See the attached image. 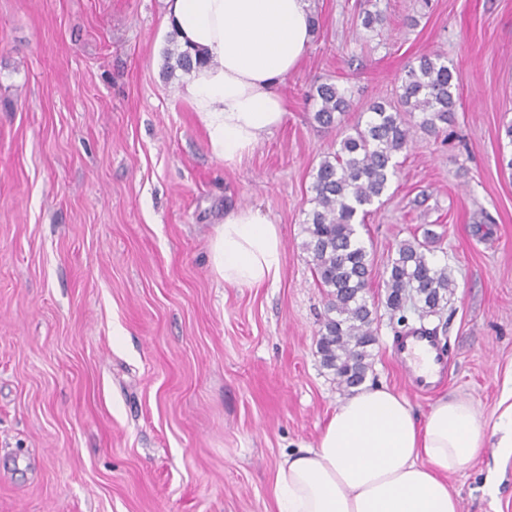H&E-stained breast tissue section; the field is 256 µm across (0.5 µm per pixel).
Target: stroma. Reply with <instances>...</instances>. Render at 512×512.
Segmentation results:
<instances>
[{"label": "stroma", "instance_id": "stroma-1", "mask_svg": "<svg viewBox=\"0 0 512 512\" xmlns=\"http://www.w3.org/2000/svg\"><path fill=\"white\" fill-rule=\"evenodd\" d=\"M165 0H0V512H276L283 455L315 446L346 395L317 349L326 311L303 243L312 173L338 131L395 99L409 66L457 73L447 131L416 129L360 228L378 343L366 382L417 419L471 400L485 440L449 475L460 512H512L495 423L512 388V0H311V45L278 87L283 123L224 165L164 72ZM381 11L372 29L364 12ZM255 207L282 238L278 281L224 284L209 255L225 213ZM432 231L455 291L426 326L438 391L406 384L384 266Z\"/></svg>", "mask_w": 512, "mask_h": 512}]
</instances>
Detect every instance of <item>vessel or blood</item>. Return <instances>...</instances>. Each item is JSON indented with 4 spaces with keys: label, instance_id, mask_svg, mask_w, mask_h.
I'll return each instance as SVG.
<instances>
[{
    "label": "vessel or blood",
    "instance_id": "b4317fda",
    "mask_svg": "<svg viewBox=\"0 0 512 512\" xmlns=\"http://www.w3.org/2000/svg\"><path fill=\"white\" fill-rule=\"evenodd\" d=\"M396 357L406 382L416 392L433 390L445 377L444 350L432 333L411 331L402 335Z\"/></svg>",
    "mask_w": 512,
    "mask_h": 512
}]
</instances>
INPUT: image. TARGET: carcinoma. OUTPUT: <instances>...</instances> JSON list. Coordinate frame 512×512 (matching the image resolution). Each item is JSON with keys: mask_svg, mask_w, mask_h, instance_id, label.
<instances>
[{"mask_svg": "<svg viewBox=\"0 0 512 512\" xmlns=\"http://www.w3.org/2000/svg\"><path fill=\"white\" fill-rule=\"evenodd\" d=\"M192 64L190 52L170 38L166 69L188 71ZM456 89L455 68L448 60L425 54L401 80L397 103L377 102L347 128V90L328 83L316 88L313 119L341 130V139L312 174L313 208L305 221L303 246L317 280L326 288L318 352L323 367L347 393L363 385L371 370L373 325L378 320L377 309L366 297L373 260L357 226L397 176L398 158L412 141L414 128L437 133L453 122ZM384 274L386 308L392 313L410 310L421 321L441 312L455 288L447 267L433 260L426 240L400 242L388 257Z\"/></svg>", "mask_w": 512, "mask_h": 512, "instance_id": "cac0c4a2", "label": "carcinoma"}]
</instances>
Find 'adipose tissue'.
Segmentation results:
<instances>
[{
	"label": "adipose tissue",
	"mask_w": 512,
	"mask_h": 512,
	"mask_svg": "<svg viewBox=\"0 0 512 512\" xmlns=\"http://www.w3.org/2000/svg\"><path fill=\"white\" fill-rule=\"evenodd\" d=\"M161 25L201 61L179 90L214 157L231 166L284 120L277 91L313 35L310 0H167ZM282 239L259 210L228 212L211 243L213 273L233 286L275 282ZM483 443L470 401L439 398L424 421L389 387L341 403L312 448L277 465L278 512H459L448 485Z\"/></svg>",
	"instance_id": "adipose-tissue-1"
}]
</instances>
